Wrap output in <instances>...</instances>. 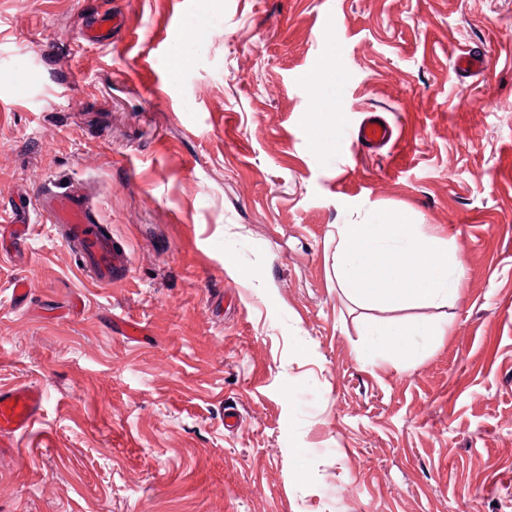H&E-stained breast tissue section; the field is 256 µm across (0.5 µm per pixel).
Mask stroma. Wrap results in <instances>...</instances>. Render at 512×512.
Wrapping results in <instances>:
<instances>
[{
	"label": "stroma",
	"mask_w": 512,
	"mask_h": 512,
	"mask_svg": "<svg viewBox=\"0 0 512 512\" xmlns=\"http://www.w3.org/2000/svg\"><path fill=\"white\" fill-rule=\"evenodd\" d=\"M50 180L132 265L100 286L42 224L0 257V384L46 392L0 512H512V0H0V216ZM396 212L455 243L448 306L338 287L337 225ZM386 320L450 328L370 359ZM392 126L380 115L367 113L356 130L354 136L357 142L367 151H378L393 139Z\"/></svg>",
	"instance_id": "1"
}]
</instances>
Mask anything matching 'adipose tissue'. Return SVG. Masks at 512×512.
Instances as JSON below:
<instances>
[{
	"label": "adipose tissue",
	"mask_w": 512,
	"mask_h": 512,
	"mask_svg": "<svg viewBox=\"0 0 512 512\" xmlns=\"http://www.w3.org/2000/svg\"><path fill=\"white\" fill-rule=\"evenodd\" d=\"M333 268L338 286L362 303L446 304L457 295L465 266L452 241L426 232L404 214L375 224L336 227ZM374 355L404 353L420 340L447 335V323L383 322L366 327Z\"/></svg>",
	"instance_id": "adipose-tissue-1"
}]
</instances>
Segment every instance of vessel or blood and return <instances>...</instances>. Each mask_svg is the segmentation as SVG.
<instances>
[{
	"label": "vessel or blood",
	"mask_w": 512,
	"mask_h": 512,
	"mask_svg": "<svg viewBox=\"0 0 512 512\" xmlns=\"http://www.w3.org/2000/svg\"><path fill=\"white\" fill-rule=\"evenodd\" d=\"M393 135L392 126L374 112L365 115L355 132L357 142L369 151L382 149ZM35 204L42 220L61 228L77 267L92 280L109 285L123 277L131 257L100 223L90 189L51 181L38 190ZM44 403L39 386L0 387V457L11 454L18 438L35 427Z\"/></svg>",
	"instance_id": "1"
}]
</instances>
